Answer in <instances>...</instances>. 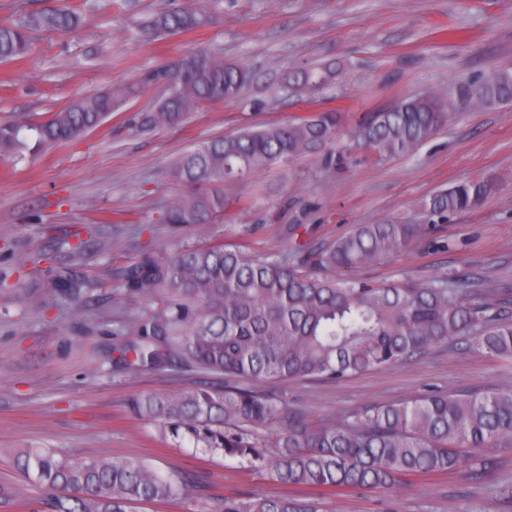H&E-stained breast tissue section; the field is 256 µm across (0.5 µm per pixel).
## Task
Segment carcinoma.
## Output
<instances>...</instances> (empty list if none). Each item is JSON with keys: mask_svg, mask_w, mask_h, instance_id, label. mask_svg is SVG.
<instances>
[{"mask_svg": "<svg viewBox=\"0 0 512 512\" xmlns=\"http://www.w3.org/2000/svg\"><path fill=\"white\" fill-rule=\"evenodd\" d=\"M215 16L192 0L159 12L143 26L148 37H168L204 28ZM80 25L69 7L43 9L0 22V62L32 51L35 31L69 34ZM335 63L288 72V92L320 91L333 82ZM251 78L243 63H227L207 50L185 53L146 72L136 83L72 101L42 122L18 112L0 120V156L18 158L78 140L102 126L142 89H173L139 113L137 132L182 124L203 103L232 102ZM512 102V69L493 68L463 84L458 103L485 108ZM453 111L434 96L404 98L363 118L341 140L336 110L314 112L283 125L249 128L203 141L171 164L185 185L243 181L273 165L308 155L326 170L342 165L347 150H367L379 159L405 157L431 140ZM490 179L456 182L420 203L415 224H358L329 244H302L290 254L254 255L238 246L202 242L176 249L142 251L116 273L131 295L152 297L160 307L142 316L130 344L133 370L174 366L201 369L230 381L172 395L135 397L131 411L159 418L177 439L188 436L212 453L267 471L288 486L333 491L392 490L407 478L454 474L486 476L489 453L512 449V387L485 393L429 391L401 403L370 405L337 421L311 423L304 414L268 396L267 379H342L399 363L455 337H474V347L512 362V292L491 298L471 288L468 277L435 276L372 284L356 268L397 256L482 203ZM224 214V194L187 193L172 199L168 224L205 227ZM81 245L70 264L49 269L42 287L79 303L87 283L78 274ZM248 386H237V381ZM274 426L271 438L251 429ZM273 452L268 453L266 449ZM16 467L43 493L48 512H135L142 502L168 501L185 492L188 478L161 475L142 460L110 456L73 461L47 448L15 453ZM222 512H322L315 498L256 497L224 501Z\"/></svg>", "mask_w": 512, "mask_h": 512, "instance_id": "carcinoma-1", "label": "carcinoma"}]
</instances>
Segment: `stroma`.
<instances>
[{
  "label": "stroma",
  "mask_w": 512,
  "mask_h": 512,
  "mask_svg": "<svg viewBox=\"0 0 512 512\" xmlns=\"http://www.w3.org/2000/svg\"><path fill=\"white\" fill-rule=\"evenodd\" d=\"M187 0H0V21L68 6L74 33L32 35V52L0 63V120L17 112L42 119L75 98L134 81L189 51L207 49L246 63L253 79L233 102L202 105L176 128H128L162 94L147 87L123 111L80 141L25 160L0 159V512H32L41 498L13 465L15 448H53L73 459L102 454L140 459L160 474L182 472L193 485L137 512H219L227 500L313 496L324 512H506L512 452L492 473L415 476L393 491L324 492L289 487L266 471L174 443L156 419L136 417L131 398L175 394L222 378L196 368L125 369L136 322L157 303L117 288L109 269L143 250L200 239L193 224L164 221L169 200L187 193L170 176L178 154L247 126L283 124L341 109L346 125L409 97L455 99L458 86L496 66L512 67V0H211L215 24L166 38L138 33L152 14ZM336 62L334 84L300 97L284 91L289 69ZM493 179L479 207L432 228L399 256L359 268L381 284L412 276L463 273L479 288L512 289V104L457 106L452 119L407 157L380 160L352 151L343 168L313 157L221 184L226 208L211 240L245 242L252 252H291L328 243L358 224L409 221L432 192L470 178ZM98 228L111 251L89 243L79 272L89 292L81 307L47 295L36 251L68 262L67 235ZM512 386V363L442 343L406 361L341 380H268L262 389L312 423L367 405L399 403L431 390L486 392Z\"/></svg>",
  "instance_id": "obj_1"
}]
</instances>
